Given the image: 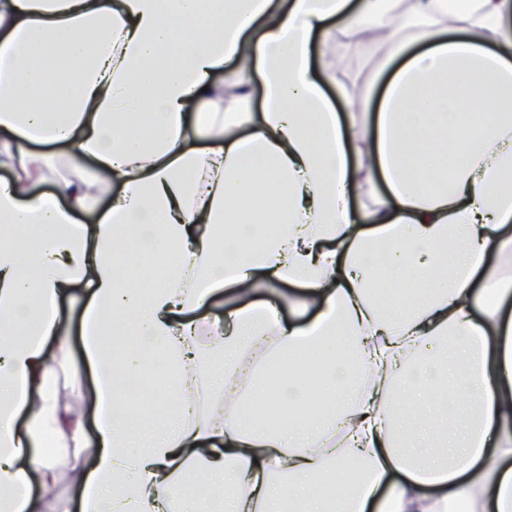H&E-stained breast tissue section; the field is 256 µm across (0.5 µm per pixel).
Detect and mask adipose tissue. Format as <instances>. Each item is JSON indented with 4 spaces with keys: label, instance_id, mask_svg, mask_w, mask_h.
I'll list each match as a JSON object with an SVG mask.
<instances>
[{
    "label": "adipose tissue",
    "instance_id": "obj_1",
    "mask_svg": "<svg viewBox=\"0 0 512 512\" xmlns=\"http://www.w3.org/2000/svg\"><path fill=\"white\" fill-rule=\"evenodd\" d=\"M0 168V512H512V0H0ZM394 68V64L377 61L368 66L362 76L357 94L359 96L369 95L373 102L379 98L384 83Z\"/></svg>",
    "mask_w": 512,
    "mask_h": 512
}]
</instances>
